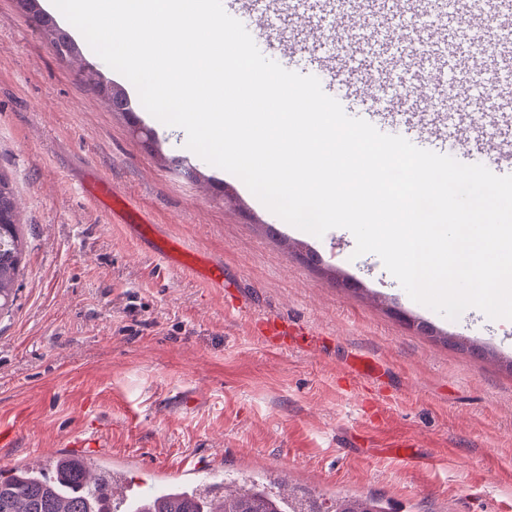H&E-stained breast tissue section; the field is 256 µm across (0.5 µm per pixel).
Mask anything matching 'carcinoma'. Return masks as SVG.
Segmentation results:
<instances>
[{
  "mask_svg": "<svg viewBox=\"0 0 512 512\" xmlns=\"http://www.w3.org/2000/svg\"><path fill=\"white\" fill-rule=\"evenodd\" d=\"M33 18L53 40L58 51L71 55L75 50L69 36L53 19L38 8V0H26ZM0 314L7 312L17 298L16 288L24 252L17 218L14 192L0 174ZM105 469L82 459L59 457L52 475L47 476L26 466L0 471V512H103L100 499L111 492ZM139 512H385L373 498L345 497L332 507L312 500L272 493L263 486H237L232 490L213 492L199 485L194 491L171 486L141 498Z\"/></svg>",
  "mask_w": 512,
  "mask_h": 512,
  "instance_id": "cac0c4a2",
  "label": "carcinoma"
}]
</instances>
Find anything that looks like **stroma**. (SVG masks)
Returning a JSON list of instances; mask_svg holds the SVG:
<instances>
[{"label":"stroma","mask_w":512,"mask_h":512,"mask_svg":"<svg viewBox=\"0 0 512 512\" xmlns=\"http://www.w3.org/2000/svg\"><path fill=\"white\" fill-rule=\"evenodd\" d=\"M256 45L296 25L326 39L331 17L259 0ZM57 53L21 0H0V174L25 243L17 300L0 315V468L38 465L81 432L152 491L153 462L222 453L224 477L272 475L322 494L383 498L390 512H512V324L452 320L412 301L344 228L317 237L269 211L244 183L182 142L133 84L76 41ZM432 55L408 59L374 100L346 113H438L423 90ZM123 90L113 111L85 68ZM109 177L164 233L224 260L221 294L169 269L83 197ZM276 315L320 344L265 345ZM380 366L352 379L350 356Z\"/></svg>","instance_id":"1"}]
</instances>
